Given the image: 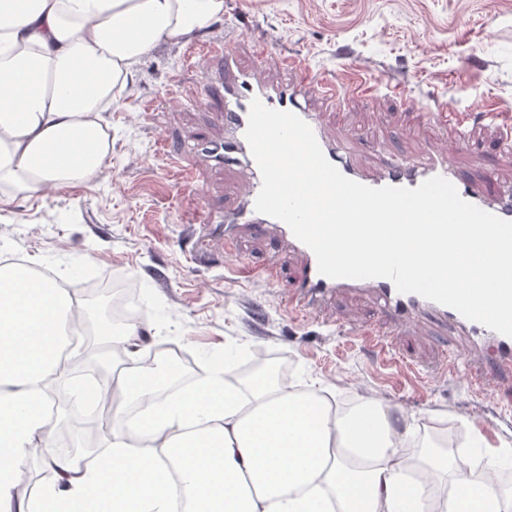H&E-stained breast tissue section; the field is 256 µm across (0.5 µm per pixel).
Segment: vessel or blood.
<instances>
[{
  "label": "vessel or blood",
  "instance_id": "1",
  "mask_svg": "<svg viewBox=\"0 0 512 512\" xmlns=\"http://www.w3.org/2000/svg\"><path fill=\"white\" fill-rule=\"evenodd\" d=\"M199 52L221 65L224 137L219 141L195 140L191 151L195 158L205 160L211 167L239 170L246 175L241 196L223 213L202 209L200 221L222 226L223 241L228 247L236 240L234 225L253 224L272 230L287 244L291 253L302 258L305 272L289 296V313L310 312L337 294L364 291L374 298L384 312L399 320L410 321L424 313L433 314L466 336L471 347L484 360L497 369L512 370V337L467 320L453 308L417 294L399 292L394 283L386 278L356 280L321 275L314 253L293 235L285 223L256 211L255 200L262 186V177L245 139L250 103L257 98L268 108L296 113L312 128L327 160L345 177L366 186L415 188L431 177L440 176L453 183L463 199L512 221V185L498 194H487L480 184L464 180L447 153L438 147L428 148L410 158H387L383 166L377 169L363 167L353 155L351 138H339L331 133L322 123L315 106L335 102L338 92L342 90L351 96H372L377 87L364 76H350L345 86L340 88L334 80L317 76L305 57L289 55L274 58L264 45L255 46L256 67L250 71L238 66L234 50L227 43L207 42L200 46ZM270 60L287 71L289 79L286 84L275 86L262 77L261 69ZM435 113L452 125L457 137H464L470 114L444 105L436 106Z\"/></svg>",
  "mask_w": 512,
  "mask_h": 512
}]
</instances>
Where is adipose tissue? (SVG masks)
I'll return each mask as SVG.
<instances>
[{
	"label": "adipose tissue",
	"mask_w": 512,
	"mask_h": 512,
	"mask_svg": "<svg viewBox=\"0 0 512 512\" xmlns=\"http://www.w3.org/2000/svg\"><path fill=\"white\" fill-rule=\"evenodd\" d=\"M224 19V0H0V205L95 181L112 153L100 114L164 40ZM78 324L66 289L0 267V512H512L498 457L418 440L380 397L344 410L261 377L217 370L171 391L172 369L120 371L75 402L124 416L107 452L53 457L57 481L17 497L47 424L43 382Z\"/></svg>",
	"instance_id": "adipose-tissue-1"
}]
</instances>
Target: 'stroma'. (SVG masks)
<instances>
[{"mask_svg": "<svg viewBox=\"0 0 512 512\" xmlns=\"http://www.w3.org/2000/svg\"><path fill=\"white\" fill-rule=\"evenodd\" d=\"M207 40L230 42L243 63L254 43L272 55L300 53L315 72L345 84L357 72L375 81H402L416 102L386 91L369 101L340 98L322 120L332 132H359L360 163L378 167L381 154L447 150L468 179L495 174L512 183V152L502 135L512 124V0H224L221 28ZM192 42L168 41L141 59L102 118L112 128V158L92 183L15 197L0 210V265L41 256L42 270L78 289L81 282L129 279L144 300L140 358L172 344L192 361L190 377H206L211 355L233 348L238 360L257 350L278 355L291 380L343 397L372 392L413 415L418 434H453L474 455L512 449V372L493 371L484 394L465 385L464 367L482 361L452 328L430 315L396 324L364 292L342 293L307 315L288 314V292L303 262L275 234L244 230L236 250L214 246L195 258L187 233L201 208L223 211L243 185L238 172L202 169L183 185L169 153L198 136L224 135V114L211 84L216 66L191 58ZM471 110L467 148H453L428 107ZM247 262L259 279L238 281L232 268ZM273 278H264L268 267ZM369 325L390 333L395 363L381 361L350 336ZM460 372L446 373V353ZM58 401L45 440L92 460L105 434L78 425L67 380L52 382ZM476 419L474 429L458 416Z\"/></svg>", "mask_w": 512, "mask_h": 512, "instance_id": "35a3bbf8", "label": "stroma"}]
</instances>
